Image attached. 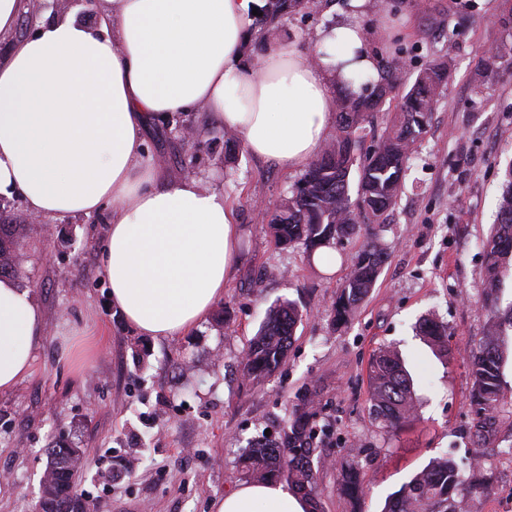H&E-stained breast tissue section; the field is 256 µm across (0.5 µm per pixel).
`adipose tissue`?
Returning <instances> with one entry per match:
<instances>
[{
	"instance_id": "obj_1",
	"label": "adipose tissue",
	"mask_w": 512,
	"mask_h": 512,
	"mask_svg": "<svg viewBox=\"0 0 512 512\" xmlns=\"http://www.w3.org/2000/svg\"><path fill=\"white\" fill-rule=\"evenodd\" d=\"M349 0L316 35L318 56L281 42L250 67L266 0H99L90 26L68 14L37 24L0 59V197L40 217L109 214L103 270L113 307L137 332L187 333L224 296L239 224L223 189L166 176L149 158L155 126L203 110L254 157L288 171L324 143L335 96L379 80ZM44 317L15 277H0V393L31 376ZM288 483L243 482L214 512H309Z\"/></svg>"
}]
</instances>
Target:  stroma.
Listing matches in <instances>:
<instances>
[{
	"mask_svg": "<svg viewBox=\"0 0 512 512\" xmlns=\"http://www.w3.org/2000/svg\"><path fill=\"white\" fill-rule=\"evenodd\" d=\"M410 17L379 48L400 52L410 72L447 56L450 76L403 177V191L380 236L388 259L342 329L332 305L362 237L338 240L336 272L317 269L302 248L277 247L266 208L298 181L270 161L228 148L204 113L187 117L199 131L189 149L178 126L153 129L152 161L171 177L192 164L204 186L235 198L241 262L224 297L192 332L169 340L136 333L112 307L102 272L106 214L28 225L16 277L41 305L43 344L34 371L0 394V512H35L60 439L83 448L78 491L92 512H213L215 499L244 475L240 456L258 440L275 442L292 412L310 398L328 428L318 443L322 512H352L336 490V464L366 472L363 512L441 454L462 468L480 465L497 496L512 492V463L472 447L467 352L482 336V245L497 214L512 163V55L483 71L488 47L512 48L502 23L512 0H391ZM342 0H318L307 14L281 18L268 43L311 51L315 35L335 24ZM296 301L302 318L286 361L270 377L247 378L243 356L266 310ZM448 326V358L415 334L425 315ZM402 353L414 380L417 416L388 435L370 413L368 368L380 347Z\"/></svg>",
	"mask_w": 512,
	"mask_h": 512,
	"instance_id": "35a3bbf8",
	"label": "stroma"
}]
</instances>
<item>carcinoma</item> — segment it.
<instances>
[{
	"label": "carcinoma",
	"instance_id": "1",
	"mask_svg": "<svg viewBox=\"0 0 512 512\" xmlns=\"http://www.w3.org/2000/svg\"><path fill=\"white\" fill-rule=\"evenodd\" d=\"M313 0H268L261 24L287 13L310 8ZM397 60L385 64L381 81L365 84L360 95L346 93L339 103L335 135L302 174L291 193L267 212L275 243L283 248L301 246L306 252L329 246L366 228L367 236L349 267L340 294L333 304V321L346 324L354 309L374 287L388 259L377 227L385 223L401 192L402 174L448 80V61L439 58L422 70L412 85L396 79ZM402 102L392 124L375 141L371 151L357 155L360 132L372 124L374 113L397 89ZM358 172L357 197L351 199L352 172ZM23 225L0 218V274L12 273ZM486 268L481 299L487 313L483 336L468 351L472 386L469 406L473 414L471 440L486 448L504 433L508 444L499 453L512 456V427L504 432L499 413L505 405L504 365L512 341V304L500 306L502 285L512 276V164L506 171L499 199L497 222L484 243ZM297 304L283 300L271 306L258 332L249 341L244 363L246 374L259 380L272 374L287 357L297 322ZM418 332L432 350L448 356V326L432 317L423 318ZM371 412L388 433L400 431L416 411L414 381L399 352L380 348L370 361ZM318 414L306 407L295 409L279 443H259L241 459L244 474L255 482L281 478L288 481L320 512L313 471L318 434ZM70 443L57 441L47 448L53 480L49 494L41 497V512H91L78 493ZM366 473L358 463L336 468V491L358 506ZM482 473H464L448 456L430 461L397 492L386 499L382 512H463L475 497L491 493Z\"/></svg>",
	"mask_w": 512,
	"mask_h": 512
}]
</instances>
